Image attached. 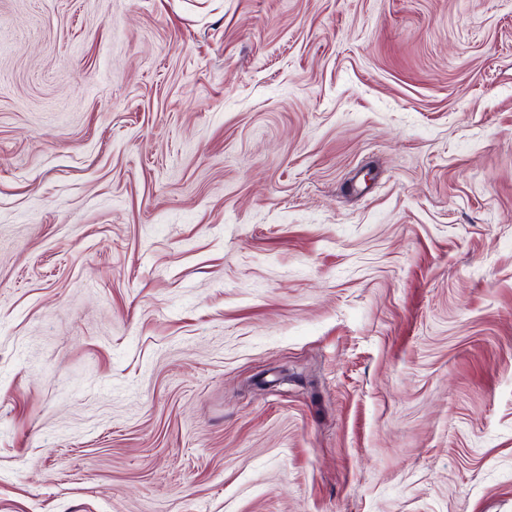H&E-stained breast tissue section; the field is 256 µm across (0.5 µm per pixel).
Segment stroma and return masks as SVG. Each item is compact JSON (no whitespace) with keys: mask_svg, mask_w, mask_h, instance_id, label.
I'll use <instances>...</instances> for the list:
<instances>
[{"mask_svg":"<svg viewBox=\"0 0 512 512\" xmlns=\"http://www.w3.org/2000/svg\"><path fill=\"white\" fill-rule=\"evenodd\" d=\"M0 512H512V0H0Z\"/></svg>","mask_w":512,"mask_h":512,"instance_id":"35a3bbf8","label":"stroma"}]
</instances>
